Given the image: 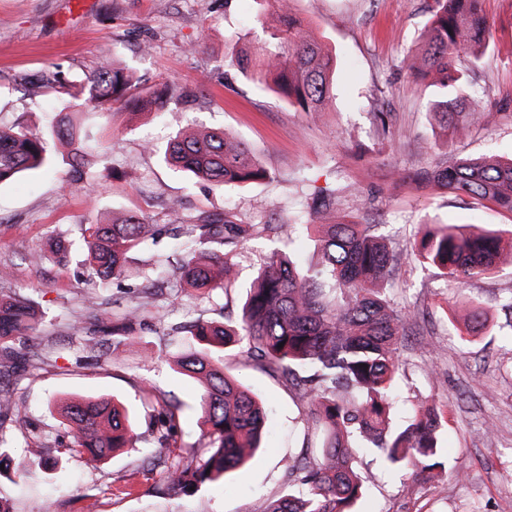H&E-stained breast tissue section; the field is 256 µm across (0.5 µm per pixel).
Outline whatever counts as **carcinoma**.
Instances as JSON below:
<instances>
[{"label": "carcinoma", "mask_w": 512, "mask_h": 512, "mask_svg": "<svg viewBox=\"0 0 512 512\" xmlns=\"http://www.w3.org/2000/svg\"><path fill=\"white\" fill-rule=\"evenodd\" d=\"M281 15L279 26L265 31L263 42L241 49L226 66L297 104L303 112H320L332 92L336 61L322 44L305 35L302 21L292 13V0H262ZM420 56V66L409 69L425 76L439 75L438 89L428 108L446 125L480 119L494 122L496 113L463 108L467 96L464 77L455 67L461 54L485 45L491 25L483 0H436ZM51 89L81 107L90 100L128 104L135 100L134 77L115 63L105 62L87 80L75 84L58 79ZM72 150L75 164L68 184H82L92 166L93 149L82 142L74 116L68 113L53 125L52 140L21 126L0 127V182L18 174L42 169L51 162L49 142ZM164 160L215 186L272 179L244 143L222 129L178 132L164 151ZM428 176L444 187L485 200L512 214V157L460 158L433 169ZM342 205L336 190H321L314 209L335 213ZM184 223L161 229L128 215L119 222L100 217L85 231L86 262L80 279L93 287L126 276L127 254L165 233L179 248L165 258L175 281L197 289L235 287L237 271L229 255L258 235L281 241L291 225L273 211L264 224H240L230 213L217 218L197 216L190 228ZM321 253L320 266L300 269L279 248L271 250L249 288L239 322L216 323L202 316L186 333L198 348L176 357L178 372L202 384L199 395L203 432L208 446L195 451L191 462L174 453L180 405L169 403L154 416L153 433L162 453L141 449L143 467L164 466L167 491L191 489L220 481L243 467L261 447L267 414L262 401L226 374L219 354L236 342L268 373L293 385L310 406L316 439L306 442L301 454L288 463L284 482L288 492L269 500L261 512H352L362 496L364 479L356 468L361 452L380 454L391 466L413 469L435 478L441 466L438 410L419 400L409 423L402 429L390 425L395 387L402 360L401 337L406 335L411 311L392 301L381 288L390 276L397 253L376 235L373 225L351 222L314 225ZM217 244L223 253L203 252L200 246ZM416 258L439 270L447 281L461 285L480 278L500 265L512 264V237L478 226L426 224ZM28 286L0 291V361L41 360L44 355L21 353L15 343L26 339L37 324L38 303ZM158 283L145 278L140 302L128 308L122 322L110 323L102 304L91 301L89 313L101 324H112V336H124L141 321ZM487 321L481 306L470 305L468 330L480 331ZM71 341L94 352L99 340L87 335L83 322L71 327ZM16 402L13 392L0 388V448L7 447L6 421ZM56 412L64 431L54 436L57 456L86 455L92 461L110 458L120 448L136 447L133 414L108 397L61 399Z\"/></svg>", "instance_id": "carcinoma-1"}]
</instances>
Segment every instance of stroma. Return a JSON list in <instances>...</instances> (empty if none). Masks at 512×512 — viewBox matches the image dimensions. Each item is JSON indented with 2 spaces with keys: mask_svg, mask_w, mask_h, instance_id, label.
<instances>
[{
  "mask_svg": "<svg viewBox=\"0 0 512 512\" xmlns=\"http://www.w3.org/2000/svg\"><path fill=\"white\" fill-rule=\"evenodd\" d=\"M492 37L479 61L463 59L469 95L494 125L464 124L446 130L427 110L434 89L406 69L435 7V0H293L308 36L331 49L337 59L334 91L324 112H301L278 94L263 89L224 60L264 38L255 20L258 0H0V125L46 130L47 116L63 111L64 98L51 90L32 94V84L53 66L67 78L87 81L105 59H114L136 76L142 92L173 88L163 112L133 111L121 104L87 108L82 127L100 158L85 191L66 192L71 159L57 155L50 171L22 174L0 184V286L31 285L43 314L29 344L55 341L60 353L39 367L5 369L0 381L14 392L19 421L12 429L10 454L50 444L57 429L50 403L64 397L109 395L129 403L140 440L150 438V423L170 400L180 401L177 443L207 444L198 423L199 384L171 366L170 352L185 348L188 337L165 343L169 323L237 317L241 287L254 277L273 245L254 238L232 255L238 290H215L199 298L190 289H163L154 307L129 336L137 349L105 343L103 358H85L67 347L69 326L84 311L88 291L75 271L84 257L82 228L101 213L137 215L154 224L171 223L165 207L181 199L182 215L233 212L247 224H262L278 211L296 224L290 250L301 266L320 255L305 227L321 221L311 211L315 189H343L362 224L374 225L391 239L403 258L385 288L414 313L400 346L403 360L393 427H405L410 408L429 399L443 416L439 480H423L391 468L376 454L358 459L369 477L357 512H512V265L448 287L424 268L410 250L425 224H477L512 231V214L432 181L416 178L435 162L461 157L512 156V0H484ZM391 113L382 132L375 112ZM222 128L241 140L265 166L270 181L244 187H216L173 172L160 160L176 132ZM152 142L154 151L143 148ZM66 232L72 248L58 261L48 240ZM171 241L131 251L128 275L102 289L111 317L130 307L146 262L170 253ZM43 253L40 266L31 254ZM487 313V325L468 333L461 315L469 302ZM228 372L266 401V449L226 480L191 495L156 496L159 472L140 468L129 448L113 458L89 463L83 456L34 463L29 474L0 476V503L9 512H42L45 500L57 512H258L268 499L286 491L284 471L301 451L314 426L297 391L232 351ZM493 438H486V430ZM135 486L123 492V478Z\"/></svg>",
  "mask_w": 512,
  "mask_h": 512,
  "instance_id": "35a3bbf8",
  "label": "stroma"
}]
</instances>
